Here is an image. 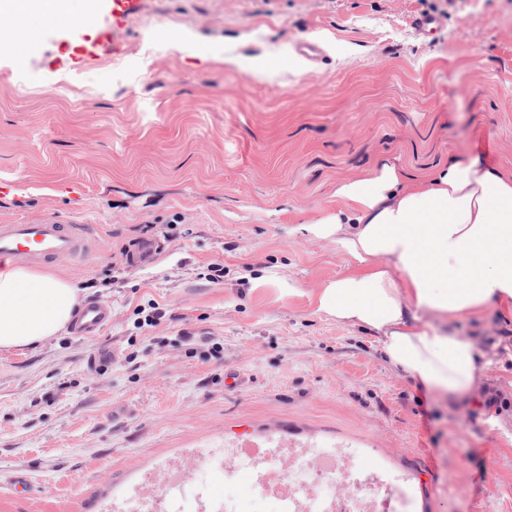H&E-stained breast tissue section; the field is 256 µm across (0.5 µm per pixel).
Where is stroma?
<instances>
[{
	"instance_id": "obj_1",
	"label": "stroma",
	"mask_w": 512,
	"mask_h": 512,
	"mask_svg": "<svg viewBox=\"0 0 512 512\" xmlns=\"http://www.w3.org/2000/svg\"><path fill=\"white\" fill-rule=\"evenodd\" d=\"M115 39L0 47V224L89 225L81 265L40 268L111 310L0 353V512H160L168 471L269 435L399 477L386 512H512V313L450 322L481 373L438 397L317 311L349 264L308 231L386 162L512 167V0H140ZM195 486L257 507L247 471Z\"/></svg>"
}]
</instances>
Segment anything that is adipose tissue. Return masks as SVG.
I'll list each match as a JSON object with an SVG mask.
<instances>
[{"mask_svg": "<svg viewBox=\"0 0 512 512\" xmlns=\"http://www.w3.org/2000/svg\"><path fill=\"white\" fill-rule=\"evenodd\" d=\"M29 33L70 20L69 0H0ZM335 215L310 225L335 238L350 272L318 288V311L372 333L396 369L438 395L476 381L471 342L449 321L512 310V171L479 161L417 176L394 164L340 180ZM84 307L68 278L0 261V351H22L70 326Z\"/></svg>", "mask_w": 512, "mask_h": 512, "instance_id": "1", "label": "adipose tissue"}]
</instances>
